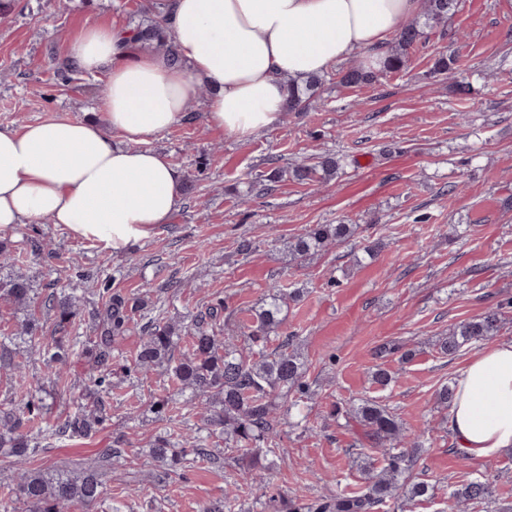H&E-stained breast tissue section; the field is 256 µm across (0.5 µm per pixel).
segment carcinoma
Returning <instances> with one entry per match:
<instances>
[{
	"label": "carcinoma",
	"mask_w": 512,
	"mask_h": 512,
	"mask_svg": "<svg viewBox=\"0 0 512 512\" xmlns=\"http://www.w3.org/2000/svg\"><path fill=\"white\" fill-rule=\"evenodd\" d=\"M457 7V0H423L418 18L398 32L385 47L386 71H399L408 61L410 51L429 42L430 34L448 21ZM130 42L143 46L162 48L177 58L175 47L168 36L163 9L152 7L150 16L129 28ZM456 58L450 50L435 62L434 74L448 76ZM378 74L360 63L347 66L339 73V83L345 86L371 84ZM322 84L319 77L289 87L286 112H304ZM341 169L336 155L327 153L317 157L312 164L297 163L287 169L289 177L299 183H323L335 179ZM353 233L348 224H318L288 245V255L305 260L323 252L328 246L345 240ZM0 292L13 305L30 309L36 304L35 290L23 275L0 283ZM101 299L95 309L97 336L93 340L95 351L92 369L99 372L94 385L106 388L112 353L115 344L124 336L129 326L138 322L146 302L112 292L109 285L88 279L81 289L61 291L50 295L44 303L54 313V345L42 347L36 337H29L30 349L38 352L54 376L64 377L69 367V328L80 317L85 296ZM301 297L300 290H284L280 284L269 286L265 302L255 313L252 325L244 332L242 345L226 340L215 331L224 319L225 305L219 301L211 305L204 316L182 329L162 321L149 319L144 324L140 348L134 359L133 369L148 373L165 368L184 389L201 399V414L211 427L208 435H180V454H171L170 441L156 440L150 454L158 462L174 471L184 464L213 457L212 446L224 440L226 448H250V466L257 467L268 454L275 452L281 416L277 411L291 394L308 393L305 382L306 369L300 356L292 348L291 340L280 337L278 329L286 300ZM503 305L488 307L480 315L455 326L439 343L442 354L453 356L464 347L473 346L498 333L502 323ZM13 337L0 335V372L9 377L13 391L8 405L0 413V448L15 458L20 466L14 487L0 496V512H15V504L22 501L29 512H64V509L81 504L91 507L103 496L104 469L122 459L121 451L106 448L100 464L89 465L78 471L44 472L26 467L41 448L35 436L23 431L34 417L43 414L47 404L26 398L32 378L26 369L27 354L10 348ZM105 409L96 404L90 411H81L60 426L45 430V436L62 440L74 435H88L100 424ZM347 421L356 422L364 436L380 451V457L366 460L362 467L363 487L352 493L321 495L308 503L292 502L288 512H376L392 500H414L429 494L430 486L423 481H408L405 474L413 462L419 442L409 440L399 417L389 408L364 400L346 412ZM448 500L456 505L482 506L485 512H512V505L501 504L495 497L490 482L473 479L449 492Z\"/></svg>",
	"instance_id": "carcinoma-1"
}]
</instances>
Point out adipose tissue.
Returning a JSON list of instances; mask_svg holds the SVG:
<instances>
[{
    "label": "adipose tissue",
    "instance_id": "obj_1",
    "mask_svg": "<svg viewBox=\"0 0 512 512\" xmlns=\"http://www.w3.org/2000/svg\"><path fill=\"white\" fill-rule=\"evenodd\" d=\"M177 49H135L125 30L92 26L68 46L83 70L106 71L103 117L63 113L0 126V230L50 218L71 235L125 250L169 223L182 174L151 149L182 120L200 87L210 127L245 141L281 117L288 85L326 74L354 52L374 51L410 23L422 0H165ZM448 421L473 458L512 452V340L459 369Z\"/></svg>",
    "mask_w": 512,
    "mask_h": 512
}]
</instances>
